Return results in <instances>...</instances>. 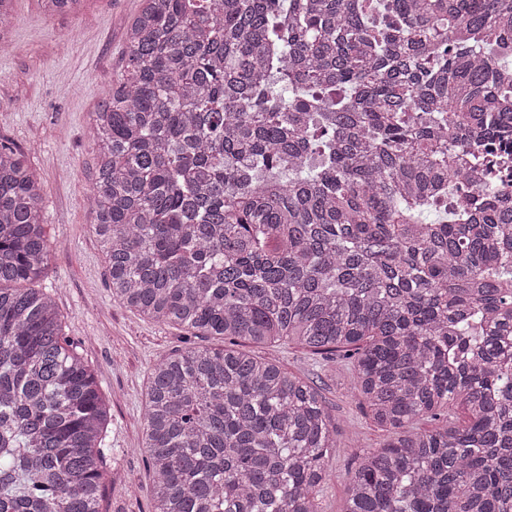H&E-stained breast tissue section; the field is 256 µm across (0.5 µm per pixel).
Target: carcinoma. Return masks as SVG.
Instances as JSON below:
<instances>
[{
    "label": "carcinoma",
    "instance_id": "carcinoma-1",
    "mask_svg": "<svg viewBox=\"0 0 512 512\" xmlns=\"http://www.w3.org/2000/svg\"><path fill=\"white\" fill-rule=\"evenodd\" d=\"M142 2L92 113V227L114 301L224 338L153 368L156 512H321L336 424L242 342L344 353L392 433L346 512H512V205L454 169L508 175L512 0ZM55 249L0 143V512H101L110 409L52 295L18 287Z\"/></svg>",
    "mask_w": 512,
    "mask_h": 512
}]
</instances>
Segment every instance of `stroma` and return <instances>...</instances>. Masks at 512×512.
<instances>
[{
    "instance_id": "35a3bbf8",
    "label": "stroma",
    "mask_w": 512,
    "mask_h": 512,
    "mask_svg": "<svg viewBox=\"0 0 512 512\" xmlns=\"http://www.w3.org/2000/svg\"><path fill=\"white\" fill-rule=\"evenodd\" d=\"M140 8L141 0H84L78 13L51 17L40 0H13V50L0 55V142L20 149L35 168L46 231L59 245L37 285L52 293L65 336L80 345L110 405L106 444L117 481L102 512H155L140 450L147 391L154 364L186 341L178 326L113 300L88 207L97 151L90 116L125 71L126 28ZM251 351L318 385L338 431L320 508L344 512L348 471L389 431L373 421L341 359L279 344Z\"/></svg>"
}]
</instances>
